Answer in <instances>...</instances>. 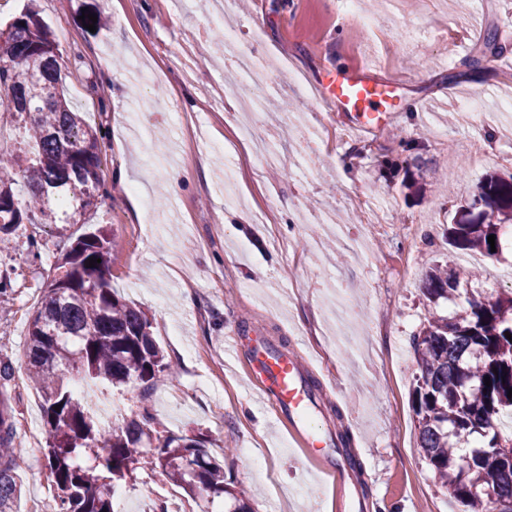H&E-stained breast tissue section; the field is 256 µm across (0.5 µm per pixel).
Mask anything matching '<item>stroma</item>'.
<instances>
[{
	"label": "stroma",
	"instance_id": "1",
	"mask_svg": "<svg viewBox=\"0 0 512 512\" xmlns=\"http://www.w3.org/2000/svg\"><path fill=\"white\" fill-rule=\"evenodd\" d=\"M272 2L235 0L216 21L207 0H38L69 98L106 132L107 194L88 224H24L0 250V275L15 290L0 317V360L14 366L16 426L44 423L25 374L29 319L67 238L103 224L114 231L115 292L147 312L180 366L177 381L147 396L113 390V424L145 407L161 429L204 440L249 488L255 512H355L358 499L365 512L384 504L417 512L422 496L434 512H458L417 445L411 339L428 315L420 283L429 268L469 258L445 243L444 206L468 198L486 175L512 173V82L497 69L493 82L471 88L445 31L461 30L471 47L485 26H497L512 58V0H469L462 12L453 0H363L355 16L342 0H291L278 10ZM85 12L104 13L108 27L84 28ZM228 27L242 47L233 62L221 43ZM255 48L267 60L260 86L243 71ZM357 60L397 82L403 107L390 126L354 138L340 113L298 97L294 83ZM229 68L239 72L232 87L222 84ZM219 85L228 96L260 98L254 135L269 134V117L281 121L269 134L279 161L261 180L237 179L259 165L232 135L239 113L209 98ZM400 137L417 141L432 168L416 191L403 185ZM355 146L365 157L340 168L337 157ZM173 170L182 175L174 190ZM357 195L373 208L370 222L359 220ZM232 332L267 336L318 382L316 430L348 432L363 463L345 488L259 403L247 351L224 353Z\"/></svg>",
	"mask_w": 512,
	"mask_h": 512
}]
</instances>
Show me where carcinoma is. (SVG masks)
Returning a JSON list of instances; mask_svg holds the SVG:
<instances>
[{
	"instance_id": "obj_1",
	"label": "carcinoma",
	"mask_w": 512,
	"mask_h": 512,
	"mask_svg": "<svg viewBox=\"0 0 512 512\" xmlns=\"http://www.w3.org/2000/svg\"><path fill=\"white\" fill-rule=\"evenodd\" d=\"M0 35V117L24 131V144L0 148V248L21 224H86L105 193L97 130L64 92L58 43L39 13L23 10ZM465 66L503 53L498 29L485 28ZM26 197L18 198L16 176ZM512 221V175L490 174L452 217L449 245L493 256L487 237L503 249L502 224ZM112 255L100 227L65 246L57 273L32 313L26 361L30 383L43 398L48 426L43 456L58 512H114V483L132 478L142 459L192 499L230 500L228 512H254L246 489L226 480L224 461L197 437L158 429L143 410L122 426L102 428L75 384L93 394L132 385L144 394L177 370L153 336L152 322L118 296L107 278ZM99 263L89 266V259ZM474 271L437 265L422 280L430 302L461 296ZM467 308L431 314L413 338L417 365L413 393L419 447L437 483L469 512H512V292L494 300L465 297ZM13 366L0 360V512H17L24 449L15 443V411L7 391ZM490 378L491 386L484 384ZM59 409H54V406Z\"/></svg>"
}]
</instances>
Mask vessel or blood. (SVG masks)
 <instances>
[{"instance_id": "b4317fda", "label": "vessel or blood", "mask_w": 512, "mask_h": 512, "mask_svg": "<svg viewBox=\"0 0 512 512\" xmlns=\"http://www.w3.org/2000/svg\"><path fill=\"white\" fill-rule=\"evenodd\" d=\"M313 87L316 100L342 112L345 125L353 131L383 127L396 118L392 111L393 82L377 79L368 67L356 64L332 71ZM251 353L250 378L261 401L289 428L307 456L320 462L336 483H343V465L335 461L330 441L307 428L311 396L298 361L261 337L254 339Z\"/></svg>"}]
</instances>
